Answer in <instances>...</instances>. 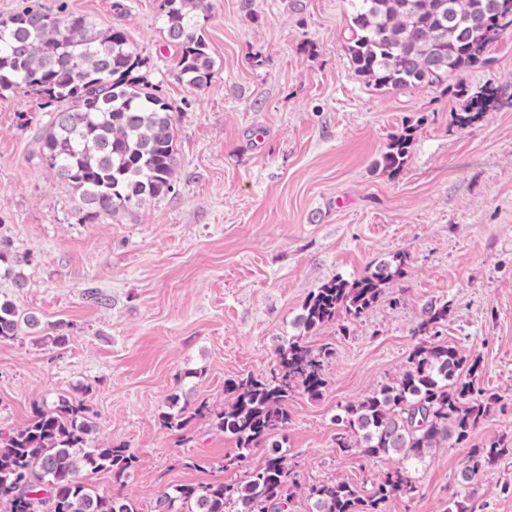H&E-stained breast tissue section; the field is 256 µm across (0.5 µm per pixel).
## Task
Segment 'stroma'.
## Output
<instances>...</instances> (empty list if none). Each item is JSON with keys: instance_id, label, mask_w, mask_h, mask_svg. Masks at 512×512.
I'll return each instance as SVG.
<instances>
[{"instance_id": "stroma-1", "label": "stroma", "mask_w": 512, "mask_h": 512, "mask_svg": "<svg viewBox=\"0 0 512 512\" xmlns=\"http://www.w3.org/2000/svg\"><path fill=\"white\" fill-rule=\"evenodd\" d=\"M123 29L154 84L174 105L179 166L165 198L99 224L37 158L45 120L35 98H0V239L24 288L0 279V301L40 319L0 342V432L22 427L34 404L85 398L95 444H127L140 458L124 487L86 474L154 512L162 487L235 484L260 465L257 448L225 468L235 442L205 421L189 436L163 428L170 396L224 404V382L269 373L294 335L307 297L334 277L354 280L408 257L358 321L307 334L332 344L328 384L288 403L284 433L296 483L283 512H313L311 487L344 481L369 493L395 467L336 446L347 404L399 376L425 309L447 305L438 342L479 358L493 400L471 435L512 442V35L488 47L489 66L464 80L499 89L500 104L459 128L464 102L439 85L376 91L348 59L347 0H207L211 82L178 79L160 0H40ZM415 129L395 174L376 165L391 135ZM65 330L58 347L50 338ZM468 449H438L412 472V497L382 512H512V456L469 488L457 479Z\"/></svg>"}]
</instances>
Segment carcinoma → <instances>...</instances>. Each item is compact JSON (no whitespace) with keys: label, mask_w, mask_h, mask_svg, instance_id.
<instances>
[{"label":"carcinoma","mask_w":512,"mask_h":512,"mask_svg":"<svg viewBox=\"0 0 512 512\" xmlns=\"http://www.w3.org/2000/svg\"><path fill=\"white\" fill-rule=\"evenodd\" d=\"M347 51L355 73L379 90L403 91L421 84H443L456 77L451 91L466 100L457 126L471 125L497 108L492 84L472 87L460 78L485 68L489 45L512 32V0H349ZM204 0H161L166 39L177 51L180 77L200 90L214 76L215 62L200 21ZM146 61L124 30L97 28L83 15H53L36 4L0 16V97L26 90L41 101L47 121L37 142L41 164L58 184L78 195L81 221L94 224L132 210L173 190L178 167L172 103L144 71ZM414 142L410 126L391 137L375 166L395 173L406 164ZM407 255L398 253L353 281L334 277L311 293L295 326L309 332L344 314L359 320L377 302L392 279L405 274ZM448 305L424 311L416 334L426 337L447 320ZM32 331L40 321L0 302V341ZM334 349H316L304 335L286 336L275 350L268 375L224 383L222 407L205 401L160 415L164 427L182 430L207 420L230 434L237 454L232 465L258 447L263 463L244 484H180L163 488L155 512H268L288 491L293 469L283 442L288 401L301 389L319 396L327 385L325 361ZM479 360L454 346L423 340L413 349L402 374L348 404L337 418L343 432L336 447L357 449L369 458L398 457V466L361 493L347 482L311 489L316 512H381L396 495L414 486L410 467L446 445L467 444L487 415L490 402L476 384ZM89 409L78 398L60 396L50 407L35 409L27 423L0 434V504L6 512H139L117 492L100 493L82 472H107L124 483L139 456L126 445H93ZM512 451V443L494 440L468 451L459 482L468 485Z\"/></svg>","instance_id":"obj_1"}]
</instances>
